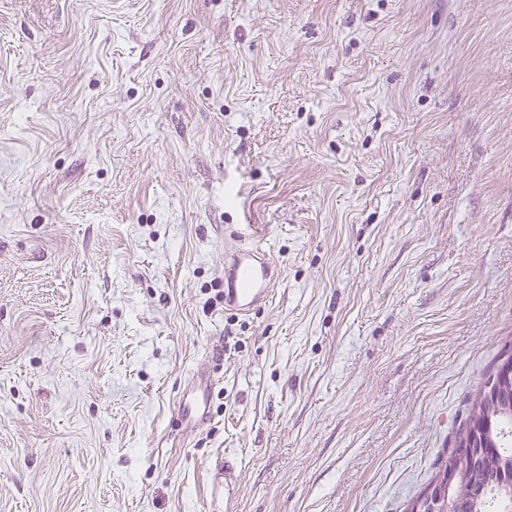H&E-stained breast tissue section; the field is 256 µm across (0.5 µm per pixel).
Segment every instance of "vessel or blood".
Masks as SVG:
<instances>
[{
    "label": "vessel or blood",
    "instance_id": "1",
    "mask_svg": "<svg viewBox=\"0 0 512 512\" xmlns=\"http://www.w3.org/2000/svg\"><path fill=\"white\" fill-rule=\"evenodd\" d=\"M278 283L273 258L264 249L246 244L224 260V306L249 314L261 302L272 299ZM205 389L189 386L179 402L178 413L186 429L194 430L207 420ZM239 481L237 468L228 462L214 463L209 473L207 512H236L232 496Z\"/></svg>",
    "mask_w": 512,
    "mask_h": 512
}]
</instances>
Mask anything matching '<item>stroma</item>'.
Instances as JSON below:
<instances>
[{"mask_svg": "<svg viewBox=\"0 0 512 512\" xmlns=\"http://www.w3.org/2000/svg\"><path fill=\"white\" fill-rule=\"evenodd\" d=\"M510 341L512 0H0V512H403ZM273 258L264 249L248 243L224 260V307L247 315L261 302L272 299L278 283ZM202 377V375H197L196 377L193 375L188 391L182 394L178 402L179 416L185 422L186 429L190 431L199 428L207 420L208 411L206 410L205 396L206 388L212 384V379H210V376L206 379ZM197 379H199L198 387L205 380L206 388H196ZM239 481V471L233 464L222 458L216 461L209 473V495L206 509L209 512H221L218 505L224 504L225 512H236L232 496Z\"/></svg>", "mask_w": 512, "mask_h": 512, "instance_id": "35a3bbf8", "label": "stroma"}]
</instances>
